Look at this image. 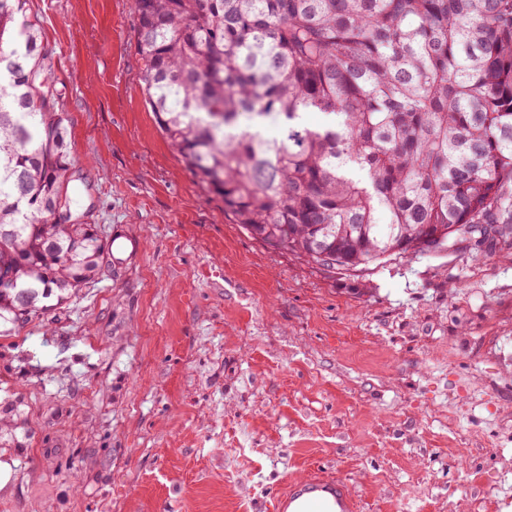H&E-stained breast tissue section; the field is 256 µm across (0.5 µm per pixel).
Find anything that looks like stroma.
<instances>
[{"label":"stroma","mask_w":512,"mask_h":512,"mask_svg":"<svg viewBox=\"0 0 512 512\" xmlns=\"http://www.w3.org/2000/svg\"><path fill=\"white\" fill-rule=\"evenodd\" d=\"M72 221L141 238L0 333V512H274L324 470L358 512H512V252L331 273L249 237L159 131L129 0H26Z\"/></svg>","instance_id":"35a3bbf8"}]
</instances>
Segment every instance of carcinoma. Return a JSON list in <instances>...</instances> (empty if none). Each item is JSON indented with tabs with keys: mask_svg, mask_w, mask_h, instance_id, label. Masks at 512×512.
<instances>
[{
	"mask_svg": "<svg viewBox=\"0 0 512 512\" xmlns=\"http://www.w3.org/2000/svg\"><path fill=\"white\" fill-rule=\"evenodd\" d=\"M22 5L0 0V325L67 302L108 249L54 221L66 129ZM132 6L159 128L253 239L343 273L468 235L512 248V0Z\"/></svg>",
	"mask_w": 512,
	"mask_h": 512,
	"instance_id": "obj_1",
	"label": "carcinoma"
}]
</instances>
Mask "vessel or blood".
Here are the masks:
<instances>
[{
	"label": "vessel or blood",
	"mask_w": 512,
	"mask_h": 512,
	"mask_svg": "<svg viewBox=\"0 0 512 512\" xmlns=\"http://www.w3.org/2000/svg\"><path fill=\"white\" fill-rule=\"evenodd\" d=\"M276 512H356L346 484L322 474L289 482L275 502Z\"/></svg>",
	"instance_id": "b4317fda"
}]
</instances>
